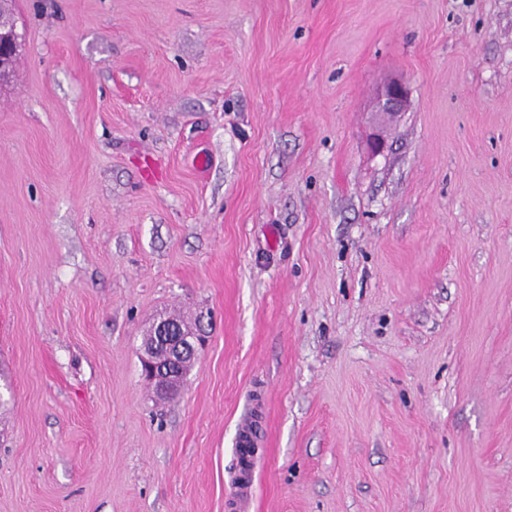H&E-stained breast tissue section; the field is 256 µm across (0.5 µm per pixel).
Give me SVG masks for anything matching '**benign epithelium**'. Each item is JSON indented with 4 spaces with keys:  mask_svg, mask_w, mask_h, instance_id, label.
<instances>
[{
    "mask_svg": "<svg viewBox=\"0 0 512 512\" xmlns=\"http://www.w3.org/2000/svg\"><path fill=\"white\" fill-rule=\"evenodd\" d=\"M12 0H0V85L7 81L13 71L21 47L20 34L16 24L7 15ZM408 88L401 82L387 84L380 92L377 115L387 119L403 111L408 102ZM200 338L185 324L164 315L158 317L144 336L140 354L142 374L154 384L157 394L166 398L181 390L184 377L171 371H158L155 353L160 347L172 350L176 357L186 355L196 359Z\"/></svg>",
    "mask_w": 512,
    "mask_h": 512,
    "instance_id": "7a95c632",
    "label": "benign epithelium"
}]
</instances>
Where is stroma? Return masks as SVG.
Instances as JSON below:
<instances>
[{"label":"stroma","instance_id":"1","mask_svg":"<svg viewBox=\"0 0 512 512\" xmlns=\"http://www.w3.org/2000/svg\"><path fill=\"white\" fill-rule=\"evenodd\" d=\"M15 19L0 512H512V0ZM162 314L206 338L167 401ZM408 88L404 83L392 82L380 92L377 102V115L388 119L403 111L408 102Z\"/></svg>","mask_w":512,"mask_h":512}]
</instances>
